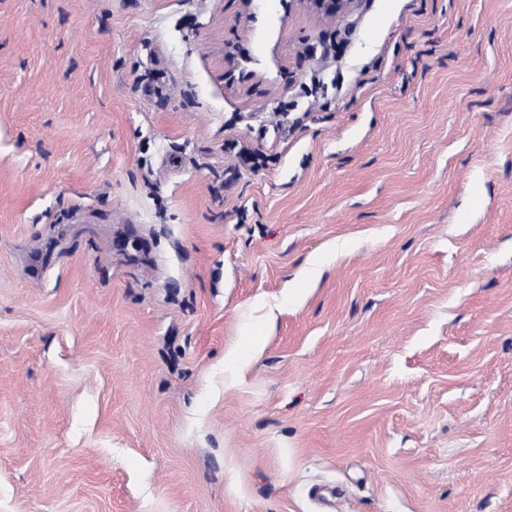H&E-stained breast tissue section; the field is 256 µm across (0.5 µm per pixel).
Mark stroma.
Listing matches in <instances>:
<instances>
[{
  "instance_id": "stroma-1",
  "label": "stroma",
  "mask_w": 512,
  "mask_h": 512,
  "mask_svg": "<svg viewBox=\"0 0 512 512\" xmlns=\"http://www.w3.org/2000/svg\"><path fill=\"white\" fill-rule=\"evenodd\" d=\"M0 512H512V0H0ZM322 16L336 17L353 9L359 0H308Z\"/></svg>"
}]
</instances>
